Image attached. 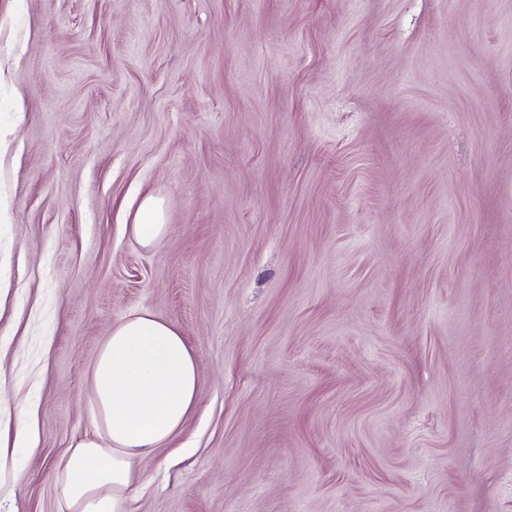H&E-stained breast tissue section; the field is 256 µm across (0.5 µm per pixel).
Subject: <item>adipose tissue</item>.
Here are the masks:
<instances>
[{
    "label": "adipose tissue",
    "mask_w": 512,
    "mask_h": 512,
    "mask_svg": "<svg viewBox=\"0 0 512 512\" xmlns=\"http://www.w3.org/2000/svg\"><path fill=\"white\" fill-rule=\"evenodd\" d=\"M165 230L161 201L145 197L131 233L148 246ZM200 385L196 357L173 324L149 313L115 324L89 378L95 432L53 468L61 512H127L132 490L146 481L138 459L176 434Z\"/></svg>",
    "instance_id": "ef3b65f1"
}]
</instances>
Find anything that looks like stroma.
<instances>
[{"mask_svg":"<svg viewBox=\"0 0 512 512\" xmlns=\"http://www.w3.org/2000/svg\"><path fill=\"white\" fill-rule=\"evenodd\" d=\"M145 312L202 384L128 512H512V0H0V512ZM166 226L162 202L147 196L138 208L134 224H130V231L142 245L149 246L163 235Z\"/></svg>","mask_w":512,"mask_h":512,"instance_id":"1","label":"stroma"}]
</instances>
